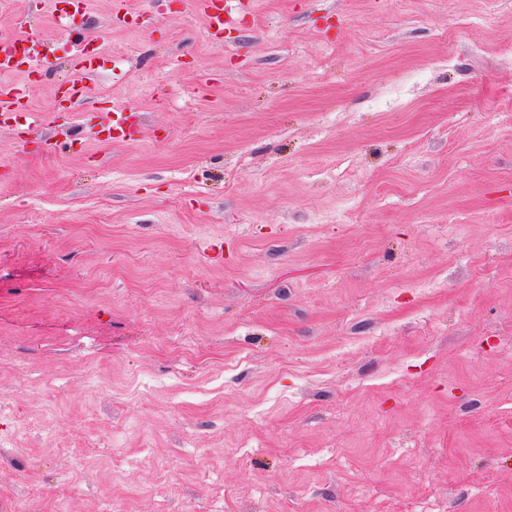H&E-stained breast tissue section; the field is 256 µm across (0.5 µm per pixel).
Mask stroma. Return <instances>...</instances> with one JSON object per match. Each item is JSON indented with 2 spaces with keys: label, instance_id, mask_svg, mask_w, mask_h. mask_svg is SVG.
<instances>
[{
  "label": "stroma",
  "instance_id": "1",
  "mask_svg": "<svg viewBox=\"0 0 512 512\" xmlns=\"http://www.w3.org/2000/svg\"><path fill=\"white\" fill-rule=\"evenodd\" d=\"M51 3L0 0L55 117L0 131V512H512V0H88L86 79ZM199 7L202 13L209 19V29L213 30L215 37L220 36L224 31V23L228 21L224 18L223 0H199ZM94 133L103 143L120 144L132 141L138 131L134 129L125 112H111L105 123Z\"/></svg>",
  "mask_w": 512,
  "mask_h": 512
}]
</instances>
